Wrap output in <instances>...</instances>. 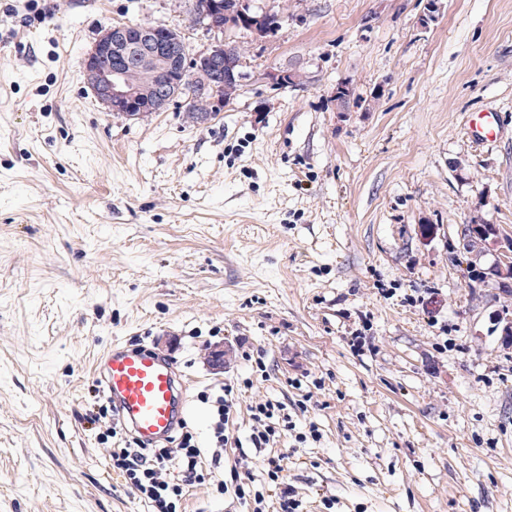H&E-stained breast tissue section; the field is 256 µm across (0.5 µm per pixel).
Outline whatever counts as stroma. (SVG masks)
Listing matches in <instances>:
<instances>
[{
	"label": "stroma",
	"mask_w": 512,
	"mask_h": 512,
	"mask_svg": "<svg viewBox=\"0 0 512 512\" xmlns=\"http://www.w3.org/2000/svg\"><path fill=\"white\" fill-rule=\"evenodd\" d=\"M252 3L282 26L230 34L248 76L193 124L107 112L82 62L131 21L206 51L195 0H0V512H148L112 465L94 363L115 343L174 363L206 451L235 384L182 512H245L217 489L234 471L266 512L285 484L299 512H512V295L467 287L460 251L468 224L512 236V0H443L426 28V0ZM480 110L507 135L472 144ZM265 400L292 428L259 453ZM234 386L230 384L224 385V396H217L214 403L216 408L214 414V427H213V442L215 447L223 448L224 444L228 442V437L224 435V424L228 423L231 409L233 407L232 398L228 397L233 394Z\"/></svg>",
	"instance_id": "obj_1"
}]
</instances>
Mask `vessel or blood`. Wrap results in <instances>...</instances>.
I'll list each match as a JSON object with an SVG mask.
<instances>
[{
	"instance_id": "vessel-or-blood-1",
	"label": "vessel or blood",
	"mask_w": 512,
	"mask_h": 512,
	"mask_svg": "<svg viewBox=\"0 0 512 512\" xmlns=\"http://www.w3.org/2000/svg\"><path fill=\"white\" fill-rule=\"evenodd\" d=\"M467 128L474 141L481 142L498 136L503 124L498 113L475 112ZM95 372L121 423L142 442H165L184 425L188 388L164 355L117 343Z\"/></svg>"
}]
</instances>
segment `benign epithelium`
I'll list each match as a JSON object with an SVG mask.
<instances>
[{
  "mask_svg": "<svg viewBox=\"0 0 512 512\" xmlns=\"http://www.w3.org/2000/svg\"><path fill=\"white\" fill-rule=\"evenodd\" d=\"M197 13L206 21V26L215 34L243 31L255 39L262 40L274 35L280 25L281 16L273 10L256 11L251 0H200ZM151 44L158 54L167 56L174 65L178 77L155 90L153 98L145 94L129 79V62L139 50L142 42ZM226 42L218 39L205 52L190 55L184 41L170 29L146 28L138 39H132L129 26L112 25L106 28L88 51L83 60V69L88 85L98 101L107 109L112 103L125 104L121 116L139 119L149 112H157L172 102V87L182 84L191 87L192 94L201 97L217 112L233 100L243 79L242 62L229 65L225 76L211 72L213 65L224 66ZM264 78L277 89L286 88L296 82L292 70H269ZM469 239L480 242L487 248L497 249L498 261L493 267L501 283L512 281V240L500 238L495 224H470ZM229 350L215 346L209 355V365L217 373L224 372V363Z\"/></svg>",
  "mask_w": 512,
  "mask_h": 512,
  "instance_id": "benign-epithelium-1",
  "label": "benign epithelium"
}]
</instances>
